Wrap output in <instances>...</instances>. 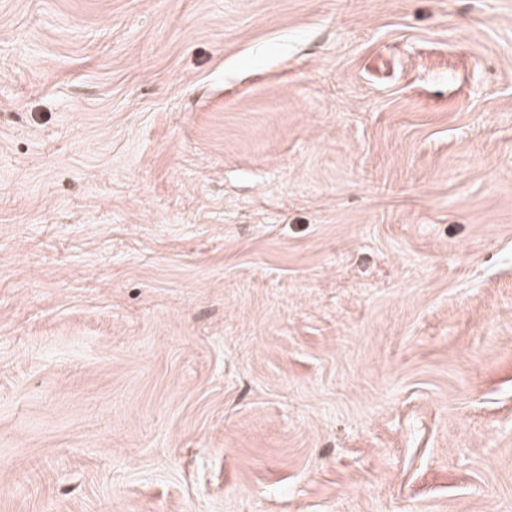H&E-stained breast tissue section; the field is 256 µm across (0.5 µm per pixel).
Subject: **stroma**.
Listing matches in <instances>:
<instances>
[{
    "instance_id": "1",
    "label": "stroma",
    "mask_w": 512,
    "mask_h": 512,
    "mask_svg": "<svg viewBox=\"0 0 512 512\" xmlns=\"http://www.w3.org/2000/svg\"><path fill=\"white\" fill-rule=\"evenodd\" d=\"M0 512H512V0H0Z\"/></svg>"
}]
</instances>
